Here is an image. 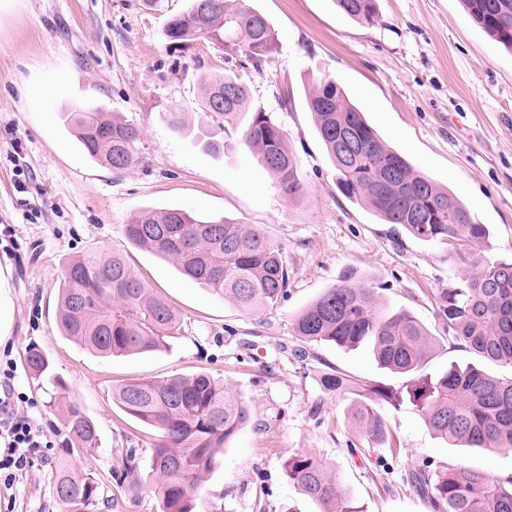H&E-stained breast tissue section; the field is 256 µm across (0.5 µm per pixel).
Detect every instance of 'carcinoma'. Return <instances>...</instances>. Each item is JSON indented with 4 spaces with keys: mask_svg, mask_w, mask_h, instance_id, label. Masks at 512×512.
I'll return each instance as SVG.
<instances>
[{
    "mask_svg": "<svg viewBox=\"0 0 512 512\" xmlns=\"http://www.w3.org/2000/svg\"><path fill=\"white\" fill-rule=\"evenodd\" d=\"M473 21L491 38L512 48V0H462ZM352 20L372 25L376 0H336ZM167 49L181 53L207 41L243 68L262 71L277 45L275 30L248 0H192L190 9L169 19ZM204 110L234 124L252 113L244 141L291 197L301 190L297 160L273 113L254 108L247 87L234 74L200 76ZM306 101L328 157L336 184L351 202L365 206L388 224L403 225L425 242L452 245L471 271L442 292L438 318L444 331L480 361L512 370V260L471 255L466 247L489 237L487 225L474 220L448 189L416 171L388 147L350 103L336 82L323 77L308 90ZM85 152L115 171L127 169L138 156L140 131L98 109L76 108L62 115ZM397 168L386 180L379 163ZM124 234L133 244L172 261L186 278L245 311L274 308L288 293V272L279 249L253 227L228 218H197L180 209H144ZM58 323L64 335L105 357L161 351L179 335L177 312L130 271L119 256L86 254L72 260L59 282ZM297 336L307 342L338 347H372L378 364L411 376L410 401L424 415L437 438L466 448L512 450V375L487 373L474 363H452L435 376L420 370L435 338L404 309L380 301L377 289L352 270L307 303L293 319ZM33 375L49 366L44 355L29 351ZM321 385L330 392L355 396L351 417L368 437L386 435L378 401L398 404L401 397L379 382L326 373ZM112 399L127 414L153 428L147 474L141 473V449L126 448L112 478L132 494L151 488L160 512H193V491L210 471L218 449L247 422L244 403L229 395L224 382L201 372L142 380L112 390ZM67 428L86 451L95 449L97 431L82 407L66 406ZM284 473L299 493L318 503L321 512H363L354 506L336 476L308 452L288 456ZM410 484L427 497L434 512H512V490L504 481L471 466L432 467L424 460L411 470ZM53 496L61 512H97L112 505L90 473L60 466L53 474Z\"/></svg>",
    "mask_w": 512,
    "mask_h": 512,
    "instance_id": "obj_1",
    "label": "carcinoma"
}]
</instances>
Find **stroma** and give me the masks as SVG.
<instances>
[{"label": "stroma", "instance_id": "obj_1", "mask_svg": "<svg viewBox=\"0 0 512 512\" xmlns=\"http://www.w3.org/2000/svg\"><path fill=\"white\" fill-rule=\"evenodd\" d=\"M278 46L263 71L237 69L199 41L166 49L168 19L191 0H18L0 14V279L7 286L17 408L42 427L47 447L11 478L0 477V512H59L53 465L92 473L114 500L111 512H159L154 493L129 494L112 470L124 448L150 450L155 433L112 400L115 386L205 371L241 399L249 419L226 442L195 490L194 512H321L284 475L290 453L315 454L363 512H431L410 486L415 463H464L506 480L512 451L458 448L434 438L410 400L380 403L388 435L359 432L350 396L325 390L323 373L384 383L404 393L410 378L381 368L371 349L304 342L293 316L346 268L369 280L390 306L437 337L423 368L433 375L471 353L442 336L437 301L466 267L450 247L392 232L345 198L306 103L328 76L382 139L457 197L491 236L486 257L512 258V50L492 40L461 0H376L375 24L356 23L334 0H250ZM237 72L253 105L274 113L297 158L299 194L284 196L242 141L241 129L205 112L201 73ZM64 76L43 110L22 98L35 79ZM96 107L138 127L137 161L115 172L91 161L61 120ZM190 130L175 131L174 110ZM214 132L224 148L196 140ZM181 209L260 229L282 252L288 295L246 312L181 276L171 262L134 246L124 226L143 209ZM88 253L122 255L131 271L180 317L169 349L100 358L63 336L56 320L64 267ZM49 361L33 376L29 348ZM306 351L297 360L295 350ZM79 403L95 422L91 452L72 448L62 404Z\"/></svg>", "mask_w": 512, "mask_h": 512}]
</instances>
